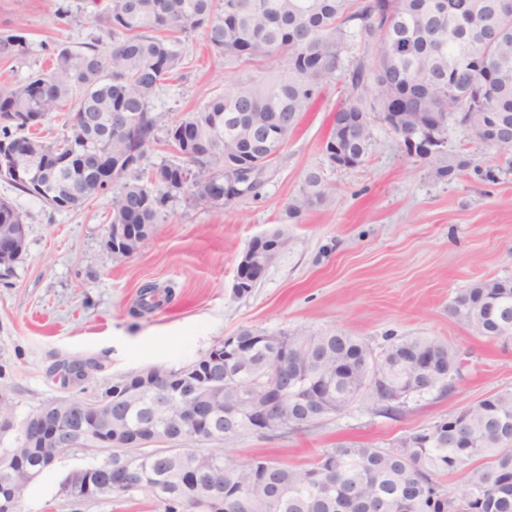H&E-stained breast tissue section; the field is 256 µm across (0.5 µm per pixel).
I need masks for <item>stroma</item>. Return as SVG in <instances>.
I'll return each mask as SVG.
<instances>
[{"label":"stroma","mask_w":512,"mask_h":512,"mask_svg":"<svg viewBox=\"0 0 512 512\" xmlns=\"http://www.w3.org/2000/svg\"><path fill=\"white\" fill-rule=\"evenodd\" d=\"M66 18H58V5ZM90 0H0V33L21 26L31 42L21 60L0 59V86L45 70L52 49H81L107 40ZM184 65L163 82L154 101L159 129L202 107L236 79L219 63L202 32L183 38ZM349 92L332 79L302 114L258 197L230 207L178 198L157 231L131 258H108L103 242L112 196L102 194L75 210H55L0 180L27 227V248L12 271H0V390L16 419L46 401L100 392L112 380L145 368H179L207 353L239 326L269 333L307 326L336 329L381 351L388 336H432L457 347L460 374L448 394L411 396L389 415L360 399L329 419L265 437L233 439L238 464L259 455L302 466L325 448L345 442L390 448L494 392L512 389V341L476 335L448 314L450 300L474 283L512 278V173L497 181L472 169L451 180L400 147L396 135L374 121L365 161L331 169L323 153L337 105ZM450 160L496 165L494 150L476 145L469 130L448 126ZM321 169L329 200L300 217L286 206L309 170ZM284 230L288 244L260 283L237 296L238 262L257 236ZM153 283L169 296L136 314L139 290ZM92 362L81 380H65L61 361ZM84 452H62L50 471L26 490L23 512H149L145 495L71 506L58 485L72 469L89 465Z\"/></svg>","instance_id":"35a3bbf8"}]
</instances>
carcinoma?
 <instances>
[{"label": "carcinoma", "mask_w": 512, "mask_h": 512, "mask_svg": "<svg viewBox=\"0 0 512 512\" xmlns=\"http://www.w3.org/2000/svg\"><path fill=\"white\" fill-rule=\"evenodd\" d=\"M102 22L112 35L74 50L61 44L52 53V67L25 81L0 87V153L29 150L24 166L31 179H19L5 168L0 178L20 191L61 210L55 192L71 191L70 206L108 192L112 223L144 224L152 236L160 216L173 200L188 197L213 205L212 182L231 181L233 205L255 198L268 168L317 99L323 85L344 71L343 52L353 41H376L378 52L366 69L349 71L350 92L338 108L359 112L365 121L341 136L354 165L368 155L372 140L371 114H379L401 147L412 154L410 137L431 132L444 136L454 120L472 130L491 123L512 133V0H107ZM200 30L213 54L241 66L264 64L260 76L236 80L211 97L189 117L166 129L177 159L156 167L143 183L134 167L158 143L153 100L161 82L180 69L177 35ZM30 53L23 28L0 35V58L22 59ZM74 105L68 133L47 142L33 133V116L46 122L62 105ZM91 113L102 118L93 128L76 117ZM126 113L131 136L110 122ZM110 163L112 180L87 172L84 150ZM497 169L474 167V173L495 181L512 172V147L498 148ZM439 179L467 170L471 161L448 160L440 150L422 158ZM329 198L319 169L309 171L299 193L288 201V217L324 204ZM23 217L0 199V224H17ZM448 314L471 331L491 340L512 339V279H488L455 295ZM242 353L224 360V351L206 354L178 368L151 367L164 380H182L174 400L187 409L208 412L214 433L190 427L182 433L166 426L148 397L125 403V422L116 452L127 459V485L116 496L145 493L157 512H188L202 491L217 487L205 512H373L369 506L387 503L386 512H512V390L498 391L454 417L433 425L428 441L405 455L397 448L347 442L321 451L306 467H290L256 457L234 464L220 448L202 452L199 442L224 443V407L249 394H260L277 375L286 356L296 372L314 386L312 402L335 416L366 397L394 411L388 389L374 390L365 374L376 353L363 340L338 330L299 327L271 335L253 326L235 332ZM389 358H406L390 367L391 384L404 400L410 377L424 355L436 368L459 374V350L426 336H392L382 350ZM0 431L25 432V420H15L3 407ZM153 423L148 448L141 426ZM59 448L35 451L24 461L30 479L51 468L47 458ZM10 449L0 448V500L14 494ZM463 472L464 491L448 492L439 475Z\"/></svg>", "instance_id": "cac0c4a2"}]
</instances>
